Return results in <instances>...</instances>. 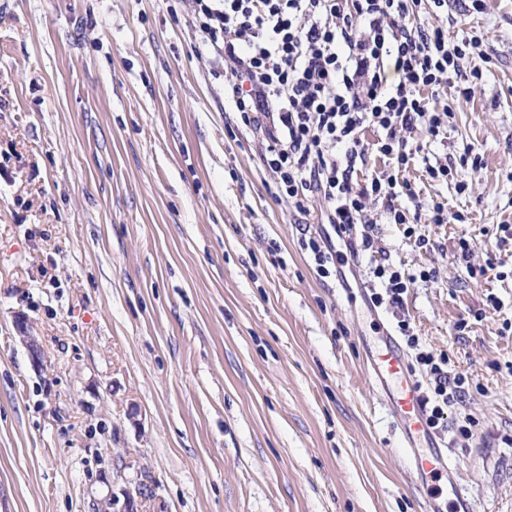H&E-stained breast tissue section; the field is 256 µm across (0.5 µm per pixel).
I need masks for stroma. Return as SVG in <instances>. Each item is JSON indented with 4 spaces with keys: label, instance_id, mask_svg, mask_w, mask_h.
I'll return each instance as SVG.
<instances>
[{
    "label": "stroma",
    "instance_id": "35a3bbf8",
    "mask_svg": "<svg viewBox=\"0 0 512 512\" xmlns=\"http://www.w3.org/2000/svg\"><path fill=\"white\" fill-rule=\"evenodd\" d=\"M447 24L486 34L492 62L470 99L430 95L454 117L405 177L453 218L421 219L422 248L376 225L357 260L335 239L322 279L300 239L331 228L273 193L192 0H0V512H93L137 481L141 512H426L367 375L396 326L369 305L381 263L415 275L420 346L470 381L436 440L473 512H512V0H448ZM463 239L501 273L470 278ZM15 326L21 335L20 337L22 338L23 342L27 345L30 351L32 362L36 366H40L42 362V352L39 348L35 336L31 335L29 319L27 315L21 312L17 313L15 315Z\"/></svg>",
    "mask_w": 512,
    "mask_h": 512
}]
</instances>
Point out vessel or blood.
<instances>
[{
	"instance_id": "1",
	"label": "vessel or blood",
	"mask_w": 512,
	"mask_h": 512,
	"mask_svg": "<svg viewBox=\"0 0 512 512\" xmlns=\"http://www.w3.org/2000/svg\"><path fill=\"white\" fill-rule=\"evenodd\" d=\"M366 365L373 382L386 389L406 445L428 440L430 432L421 397L407 358L392 337H384L381 345L368 354ZM411 463V476L418 491L427 492L430 483L445 481L452 512H470V503L439 446L429 443L426 451L412 453Z\"/></svg>"
}]
</instances>
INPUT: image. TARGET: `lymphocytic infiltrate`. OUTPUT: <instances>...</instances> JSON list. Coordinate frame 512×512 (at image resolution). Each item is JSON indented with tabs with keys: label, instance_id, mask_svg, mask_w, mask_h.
I'll return each mask as SVG.
<instances>
[{
	"label": "lymphocytic infiltrate",
	"instance_id": "lymphocytic-infiltrate-1",
	"mask_svg": "<svg viewBox=\"0 0 512 512\" xmlns=\"http://www.w3.org/2000/svg\"><path fill=\"white\" fill-rule=\"evenodd\" d=\"M447 0H193L194 26L230 72L224 100L239 129L261 134V162L277 195L301 213L320 202L335 234L362 226L352 254L374 250L369 205H381L393 224L416 217L401 204L412 196L404 174L416 151L414 137L438 140L448 113L428 109L426 91L478 88L491 57L473 34L450 39L440 16ZM472 59L463 69L464 59ZM379 131L365 143L366 129ZM378 153L386 173L354 179L357 161ZM381 291L375 306L390 309L396 330L432 380L423 394L430 428L439 429L469 381L451 371L448 355L419 349L404 311L414 278L377 265Z\"/></svg>",
	"mask_w": 512,
	"mask_h": 512
}]
</instances>
